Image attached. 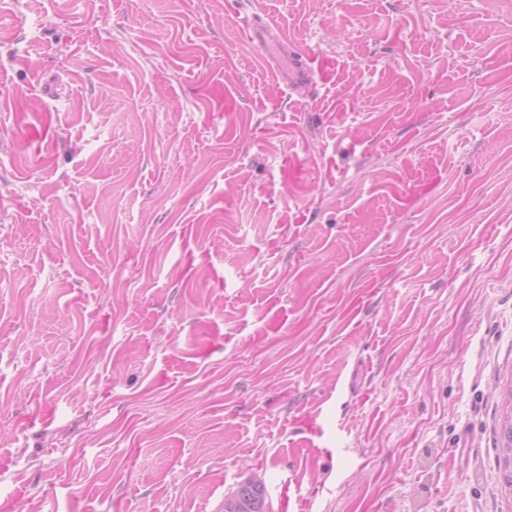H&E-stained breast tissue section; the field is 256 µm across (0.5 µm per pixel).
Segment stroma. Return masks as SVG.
<instances>
[{
	"label": "stroma",
	"mask_w": 512,
	"mask_h": 512,
	"mask_svg": "<svg viewBox=\"0 0 512 512\" xmlns=\"http://www.w3.org/2000/svg\"><path fill=\"white\" fill-rule=\"evenodd\" d=\"M509 385L512 0H0V512H512ZM242 19L245 22L250 40L262 49L260 58L263 63H267L272 50H278L288 57L293 80L299 87L308 86L312 83L314 71L307 62V58L288 45V40L275 32L269 25L255 19L253 15H245ZM507 408L508 410L501 424L496 449L499 450L497 454L498 467L502 470L504 483L512 493V386L509 391ZM498 443L500 444L499 447ZM235 498L224 500V512H267L264 482L249 477L236 487Z\"/></svg>",
	"instance_id": "stroma-1"
}]
</instances>
